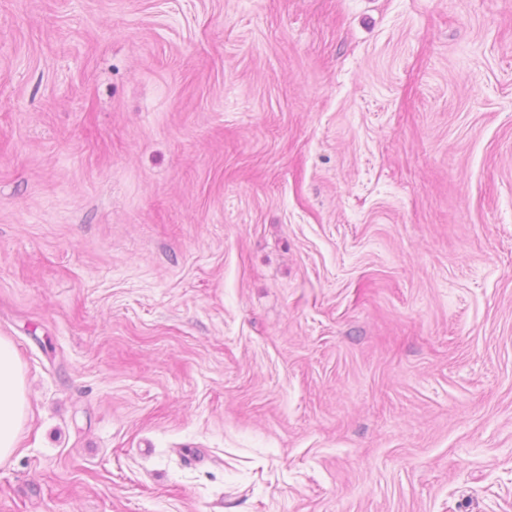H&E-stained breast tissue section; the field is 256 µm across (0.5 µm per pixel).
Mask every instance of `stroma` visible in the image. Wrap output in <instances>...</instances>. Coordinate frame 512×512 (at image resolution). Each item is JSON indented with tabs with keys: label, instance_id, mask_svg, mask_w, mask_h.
Segmentation results:
<instances>
[{
	"label": "stroma",
	"instance_id": "1",
	"mask_svg": "<svg viewBox=\"0 0 512 512\" xmlns=\"http://www.w3.org/2000/svg\"><path fill=\"white\" fill-rule=\"evenodd\" d=\"M0 512H512V0H0ZM25 371L15 356L12 341L0 336V460L12 455L28 417Z\"/></svg>",
	"mask_w": 512,
	"mask_h": 512
}]
</instances>
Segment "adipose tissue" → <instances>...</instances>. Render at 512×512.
<instances>
[{"mask_svg":"<svg viewBox=\"0 0 512 512\" xmlns=\"http://www.w3.org/2000/svg\"><path fill=\"white\" fill-rule=\"evenodd\" d=\"M25 371L15 356L12 341L0 336V460L12 455L28 417Z\"/></svg>","mask_w":512,"mask_h":512,"instance_id":"1","label":"adipose tissue"}]
</instances>
